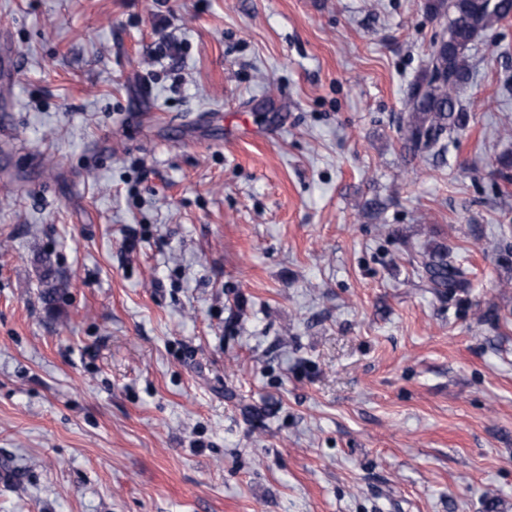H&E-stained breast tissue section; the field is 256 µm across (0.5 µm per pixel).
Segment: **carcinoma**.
<instances>
[{
  "instance_id": "1",
  "label": "carcinoma",
  "mask_w": 512,
  "mask_h": 512,
  "mask_svg": "<svg viewBox=\"0 0 512 512\" xmlns=\"http://www.w3.org/2000/svg\"><path fill=\"white\" fill-rule=\"evenodd\" d=\"M427 9L448 18V25L432 44L425 69L410 89L408 115L398 133L409 151L441 157L443 140L468 125L467 108L457 92L473 78L470 48L512 15V0H428ZM418 268L434 288L468 286L467 272L448 262L446 249L422 256Z\"/></svg>"
}]
</instances>
